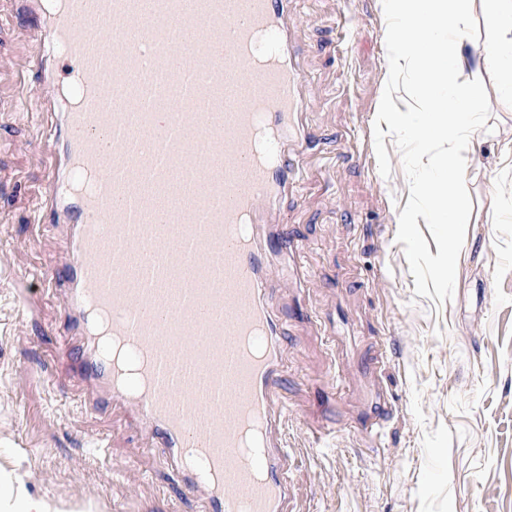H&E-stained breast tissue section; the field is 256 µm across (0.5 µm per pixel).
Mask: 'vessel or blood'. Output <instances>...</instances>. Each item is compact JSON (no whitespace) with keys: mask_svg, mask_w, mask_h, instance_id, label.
<instances>
[{"mask_svg":"<svg viewBox=\"0 0 512 512\" xmlns=\"http://www.w3.org/2000/svg\"><path fill=\"white\" fill-rule=\"evenodd\" d=\"M293 0H0L30 20L0 52V112L42 103L38 221L66 262L62 352L94 405L134 419L203 512H292L286 319L317 323L282 204L322 138ZM135 35L91 55L85 15ZM115 166H107V159ZM392 414L376 399L372 435Z\"/></svg>","mask_w":512,"mask_h":512,"instance_id":"vessel-or-blood-1","label":"vessel or blood"}]
</instances>
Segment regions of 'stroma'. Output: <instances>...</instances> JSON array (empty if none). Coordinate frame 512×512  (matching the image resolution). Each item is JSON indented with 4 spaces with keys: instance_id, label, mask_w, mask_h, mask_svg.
Masks as SVG:
<instances>
[{
    "instance_id": "stroma-1",
    "label": "stroma",
    "mask_w": 512,
    "mask_h": 512,
    "mask_svg": "<svg viewBox=\"0 0 512 512\" xmlns=\"http://www.w3.org/2000/svg\"><path fill=\"white\" fill-rule=\"evenodd\" d=\"M310 120L323 153L305 167L287 221L315 274L303 299L320 320L291 323L285 430L297 512H512V97L467 39L462 79H482L487 129L466 161L471 222L451 300L415 295L399 215L401 155L373 126L388 78L382 0H297ZM24 120L0 121V476L19 477L58 512H202L180 475L146 450L120 411L77 399L61 355L56 299L33 270L57 263L60 235L33 222L41 169L12 148ZM344 321L352 336L328 332ZM383 362L395 412L384 442L355 416L364 369Z\"/></svg>"
}]
</instances>
